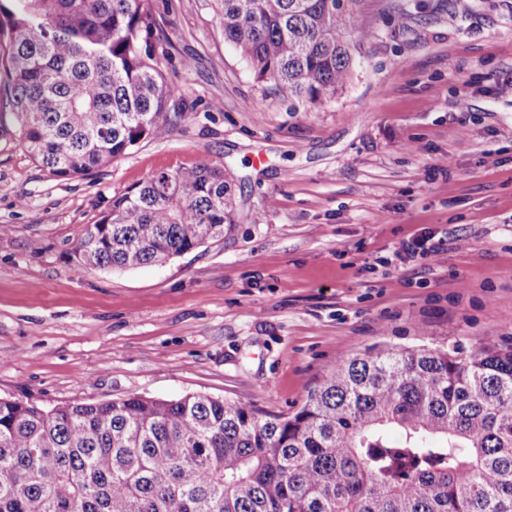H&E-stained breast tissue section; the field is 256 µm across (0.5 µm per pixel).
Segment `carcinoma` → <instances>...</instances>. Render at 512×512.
<instances>
[{
  "instance_id": "obj_1",
  "label": "carcinoma",
  "mask_w": 512,
  "mask_h": 512,
  "mask_svg": "<svg viewBox=\"0 0 512 512\" xmlns=\"http://www.w3.org/2000/svg\"><path fill=\"white\" fill-rule=\"evenodd\" d=\"M224 38L299 104L355 67L359 0H220ZM151 0H0V133L60 179L182 117ZM224 170L160 172L82 234L83 270L164 263L224 237ZM0 512H512V345L374 346L292 414L209 395L52 409L0 399Z\"/></svg>"
}]
</instances>
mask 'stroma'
Instances as JSON below:
<instances>
[{
    "label": "stroma",
    "mask_w": 512,
    "mask_h": 512,
    "mask_svg": "<svg viewBox=\"0 0 512 512\" xmlns=\"http://www.w3.org/2000/svg\"><path fill=\"white\" fill-rule=\"evenodd\" d=\"M152 8L183 109L165 138L62 180L0 136V399L207 394L286 414L380 342H512V0H360L350 83L299 106L225 40L219 0ZM203 163L235 188L223 238L75 265L113 196ZM426 231L435 260L392 261Z\"/></svg>",
    "instance_id": "obj_1"
}]
</instances>
